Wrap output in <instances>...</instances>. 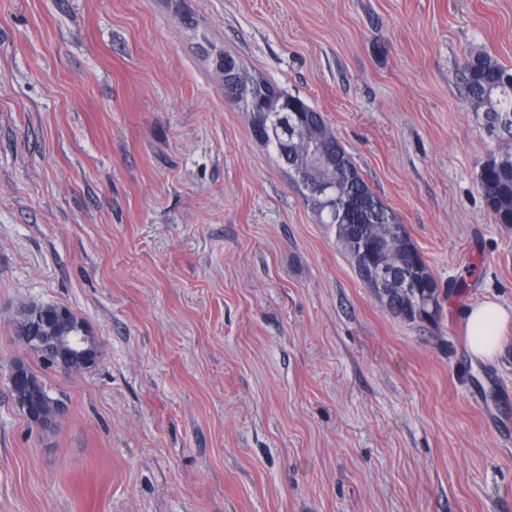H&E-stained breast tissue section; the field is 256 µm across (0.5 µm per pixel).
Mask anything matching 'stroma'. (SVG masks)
I'll use <instances>...</instances> for the list:
<instances>
[{
	"label": "stroma",
	"mask_w": 512,
	"mask_h": 512,
	"mask_svg": "<svg viewBox=\"0 0 512 512\" xmlns=\"http://www.w3.org/2000/svg\"><path fill=\"white\" fill-rule=\"evenodd\" d=\"M323 114L441 290L389 314L207 48ZM512 68V0H0V512H512V229L462 64ZM58 304L76 375L19 341ZM24 360L69 409L12 402ZM478 178L496 223L512 226V149L491 154ZM509 310L494 301L474 304L465 313V328L471 354L490 360L500 350L504 330L510 323ZM40 322L41 320L37 315L36 322L31 326L28 336L25 337L30 347L42 353L53 368L64 373H70L73 371V361L75 359H78L85 367L96 364L99 354L97 342L89 350L90 337L88 336L89 342L85 343V336H76L81 330V326L86 325L81 318L68 311L67 317L57 326V335L59 336H43L38 330ZM36 355L41 358L44 364L48 365L44 356L39 353H36ZM84 370H87V368L76 365L73 372L78 373ZM23 364H25L24 361L16 360L10 366V386L13 389L18 387H26L32 393L31 399H25L21 401V411L23 412L24 416L33 422L38 429L42 431L49 430L55 426V417H45L41 413L39 406L41 394L39 392L31 391L29 378L22 368Z\"/></svg>",
	"instance_id": "35a3bbf8"
}]
</instances>
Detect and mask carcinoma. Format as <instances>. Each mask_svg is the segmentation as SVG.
<instances>
[{
  "mask_svg": "<svg viewBox=\"0 0 512 512\" xmlns=\"http://www.w3.org/2000/svg\"><path fill=\"white\" fill-rule=\"evenodd\" d=\"M463 69L468 101L482 114L488 132L512 141V69L483 52L468 54ZM243 75L249 85L241 87L237 107L251 117L264 114L260 98L265 91L288 99L289 134L282 131V113L271 112L264 114L261 142L275 150L319 222L335 228L336 243L361 280L391 314L418 324L436 321L441 291L422 253L365 181L322 113L260 75L246 69ZM479 183L496 223L512 226V149L488 157ZM82 325L70 312L58 324L57 335L76 336Z\"/></svg>",
  "mask_w": 512,
  "mask_h": 512,
  "instance_id": "carcinoma-1",
  "label": "carcinoma"
}]
</instances>
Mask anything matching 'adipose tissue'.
I'll return each mask as SVG.
<instances>
[{
  "instance_id": "obj_1",
  "label": "adipose tissue",
  "mask_w": 512,
  "mask_h": 512,
  "mask_svg": "<svg viewBox=\"0 0 512 512\" xmlns=\"http://www.w3.org/2000/svg\"><path fill=\"white\" fill-rule=\"evenodd\" d=\"M512 311L493 301L474 304L465 313V328L471 354L483 360L492 359L500 350Z\"/></svg>"
}]
</instances>
